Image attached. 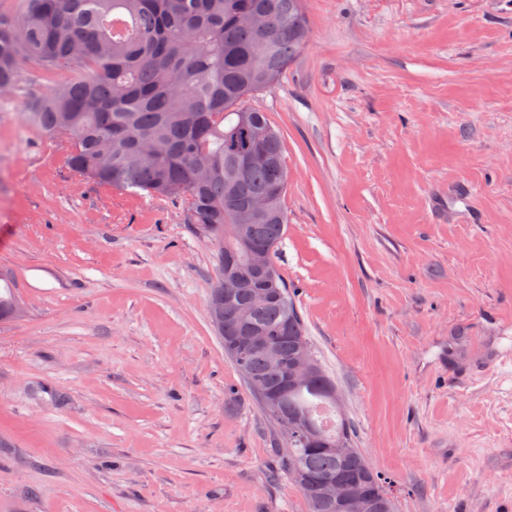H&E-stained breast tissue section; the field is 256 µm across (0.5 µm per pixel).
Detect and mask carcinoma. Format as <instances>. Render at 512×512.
Returning a JSON list of instances; mask_svg holds the SVG:
<instances>
[{
    "label": "carcinoma",
    "mask_w": 512,
    "mask_h": 512,
    "mask_svg": "<svg viewBox=\"0 0 512 512\" xmlns=\"http://www.w3.org/2000/svg\"><path fill=\"white\" fill-rule=\"evenodd\" d=\"M16 15L0 14V89L19 78V64L66 69L70 78L32 99L25 121L69 143L77 174L116 190L143 191L184 208L186 224L217 244L216 287L224 261L246 268L247 253L277 252L288 227V166L282 137L266 113L248 105L254 93L278 83L305 51L311 26L304 0H18ZM267 197L272 209L246 219L242 210ZM251 276L234 285L224 307L226 343L264 329L288 362L310 344L287 280L275 269L273 296ZM18 299L0 291V320L15 318ZM242 378L287 390L277 426L299 412L326 439L343 436L338 455L317 442L282 435V465L309 483L299 486L309 512H331L314 484L334 478L348 489L368 476L370 462L350 423L325 395L334 385L321 365L308 381L288 388L285 371L260 349L234 363Z\"/></svg>",
    "instance_id": "carcinoma-1"
}]
</instances>
